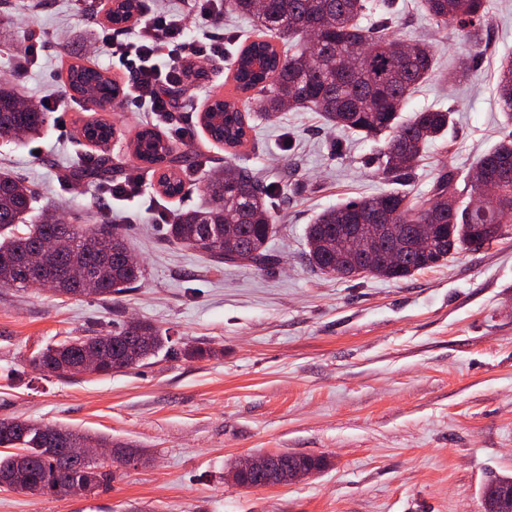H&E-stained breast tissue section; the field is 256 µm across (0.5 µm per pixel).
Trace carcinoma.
<instances>
[{
  "instance_id": "carcinoma-1",
  "label": "carcinoma",
  "mask_w": 512,
  "mask_h": 512,
  "mask_svg": "<svg viewBox=\"0 0 512 512\" xmlns=\"http://www.w3.org/2000/svg\"><path fill=\"white\" fill-rule=\"evenodd\" d=\"M426 14L440 26H453L475 35L487 22V0H423ZM224 8L251 17L255 40L242 47L230 67L235 90L253 93L259 114L268 120L289 110L308 108L321 114L325 124L366 138H385L378 171L400 183L410 174L428 144L448 131L451 112L427 109L401 118L417 86L433 78L454 82L473 69L463 61L446 75L439 72L431 46L406 41L390 32L389 17L379 15L369 28L360 19L373 14L370 0H224ZM288 44L278 52L276 41ZM70 89L91 110L103 98H114L116 83L104 73L83 64L67 69ZM500 109L512 123V58L501 61L496 83ZM208 134L229 148L247 142L249 114L235 98H217L205 110ZM46 113L26 105L16 86L0 83V136L36 134ZM136 158L151 168L175 167L183 154L155 130L144 128L134 141ZM108 161L78 167L74 180L102 178ZM512 167V134L483 154L473 172L458 186L453 170L435 180L431 198L421 200L410 191L393 190L373 197L347 200L322 211L307 227L310 264L339 278L362 275L402 280L419 270L436 266L462 249L479 247L502 238L512 223V181L499 185V205L472 208L469 199L482 191L483 180ZM160 185L168 196L181 193L184 182L165 173ZM206 190L213 204L180 212L168 225L170 237L208 254L218 265L247 261L270 265L274 256L269 241L275 224V194L271 185L244 164L226 163L211 169ZM31 208V191L21 181L0 171V231L24 223ZM367 224V234L379 242L400 236L406 224H435L436 239L429 251L411 256L404 264L386 265L383 246L366 257L343 242L344 225ZM67 238L66 249L44 253L36 265L28 255L40 251L49 239ZM128 248L120 227L110 221L76 227L46 219L32 224L22 236L10 235L0 243V285L16 288L38 286L61 296L93 292L104 300L137 282L139 265L127 262ZM169 337L150 321L135 328L122 326L92 336L67 337L37 357L42 371L58 377L84 373V353L97 354L102 372L131 368L168 347ZM177 354L187 360L218 356V351L184 344ZM55 446L47 443L45 427L26 420H0V477L11 476L6 486L25 494L66 496L68 489L93 477L95 488L112 479V467L90 455L81 462H64V449L78 441L95 448H110L112 440L55 426ZM301 470H322L324 456L300 455L293 461Z\"/></svg>"
}]
</instances>
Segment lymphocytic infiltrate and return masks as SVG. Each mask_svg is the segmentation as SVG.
<instances>
[{
	"mask_svg": "<svg viewBox=\"0 0 512 512\" xmlns=\"http://www.w3.org/2000/svg\"><path fill=\"white\" fill-rule=\"evenodd\" d=\"M103 39L127 73L125 95L138 101L154 117L175 110L171 90L178 85L191 61H209L222 43L211 37H185V17L160 12L146 20L135 39L104 34Z\"/></svg>",
	"mask_w": 512,
	"mask_h": 512,
	"instance_id": "lymphocytic-infiltrate-1",
	"label": "lymphocytic infiltrate"
}]
</instances>
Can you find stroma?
I'll return each mask as SVG.
<instances>
[{"instance_id":"1","label":"stroma","mask_w":512,"mask_h":512,"mask_svg":"<svg viewBox=\"0 0 512 512\" xmlns=\"http://www.w3.org/2000/svg\"><path fill=\"white\" fill-rule=\"evenodd\" d=\"M395 4L394 32L432 44L439 69L474 60L467 80L425 82L407 107L451 112L447 132L409 177L408 189L425 200L442 169L466 175L508 130L495 77L501 58L512 56V0H488L477 42L437 26L422 0ZM94 7L93 0H0L10 49L0 54V73L28 104L51 107L75 62L123 81L110 49L94 37L105 23ZM187 24L189 38L224 41L223 57L173 92L176 118L196 131L183 147L194 159L182 174L192 183L188 193L164 197L159 172L138 168L129 142L155 120L122 98L96 111L75 106L64 137L50 120L34 136L0 138V169L32 189L35 215L74 225L116 221L144 270L108 301L0 286V419L68 426L150 454L115 466L110 488L88 496L0 488V512H479L484 484L512 474V234L404 280L316 271L305 237L315 216L391 190L377 173L382 141L329 128L305 109L264 121L243 95L247 142L230 149L212 140L200 115L213 98L228 96L226 59L253 36L254 23L224 10ZM31 29L42 49L25 66L20 49ZM96 118L115 130L109 150L81 135ZM91 154L109 158L113 181L139 173L138 192L107 202L102 181H71L70 165ZM229 160L281 188L273 265L215 266L155 221L160 200L174 212L207 204L206 175ZM132 319L159 327L171 350L120 372L72 379L31 363L64 337ZM185 343L218 355H174ZM283 451L323 455L329 465L271 487L230 479L238 462Z\"/></svg>"}]
</instances>
